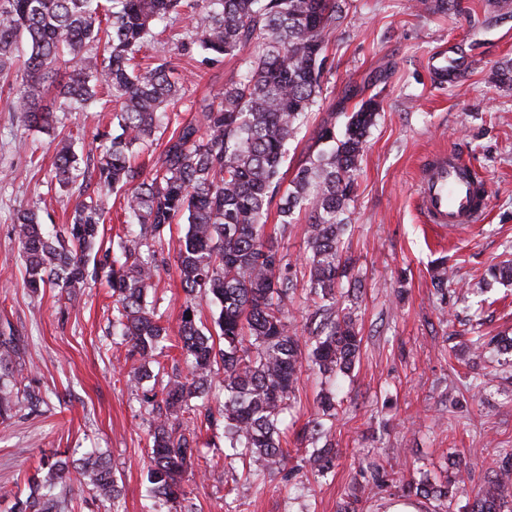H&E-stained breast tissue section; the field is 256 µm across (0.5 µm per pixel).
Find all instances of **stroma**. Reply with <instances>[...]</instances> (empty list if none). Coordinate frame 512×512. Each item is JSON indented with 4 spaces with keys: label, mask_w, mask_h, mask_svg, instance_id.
Listing matches in <instances>:
<instances>
[{
    "label": "stroma",
    "mask_w": 512,
    "mask_h": 512,
    "mask_svg": "<svg viewBox=\"0 0 512 512\" xmlns=\"http://www.w3.org/2000/svg\"><path fill=\"white\" fill-rule=\"evenodd\" d=\"M453 44L471 57L454 84H434L430 55ZM191 78L176 110L196 116L198 103L222 91L238 59L209 62L173 44L151 43ZM329 69L319 105L311 112L289 162L301 157L328 113L353 112L377 98L380 115L360 161L351 230L345 239L348 276L363 286L360 361L341 382V408L333 424V477L318 479L304 462L297 435L315 412L319 382L303 373L298 403L285 424L288 465L295 479L256 483L230 495L241 464L224 458V429L198 435L202 457L184 487L198 512H337L357 494L360 512H392L400 479L424 469L437 474L449 456L474 464L473 478L456 491L463 512L485 485L488 468L512 450V366L507 377L485 376L496 360L487 350L479 366L467 365L474 336H512V286L494 284L490 304L477 309L473 295L440 298L432 286V260L448 259L458 281L476 287L486 270L512 259V14L491 10L489 0H460L440 13L408 0H347L330 35ZM0 93V331L12 332L21 350L10 359L41 399L0 423V512L14 497H27L28 479L41 457L78 459L90 449L105 453L120 490L116 503L73 491L67 512H147L153 504L147 480L149 421L142 390L126 385L129 346L112 333V291L89 282L75 298L48 288L31 295L15 236V215L41 196L48 229L61 227L76 203L74 191L51 179L48 134L8 113ZM59 122L71 130L77 153H87L110 122L106 112H72ZM461 153L486 183L490 199L478 223L443 230L425 224L413 186L429 153ZM388 482L369 486L373 466Z\"/></svg>",
    "instance_id": "obj_1"
}]
</instances>
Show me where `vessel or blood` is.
Wrapping results in <instances>:
<instances>
[{
    "instance_id": "obj_1",
    "label": "vessel or blood",
    "mask_w": 512,
    "mask_h": 512,
    "mask_svg": "<svg viewBox=\"0 0 512 512\" xmlns=\"http://www.w3.org/2000/svg\"><path fill=\"white\" fill-rule=\"evenodd\" d=\"M469 64L466 56L448 50L430 56L428 67L436 80L460 78ZM469 165L455 151L428 156L414 185V194L425 223L454 227L475 223L487 208L488 191L474 183Z\"/></svg>"
}]
</instances>
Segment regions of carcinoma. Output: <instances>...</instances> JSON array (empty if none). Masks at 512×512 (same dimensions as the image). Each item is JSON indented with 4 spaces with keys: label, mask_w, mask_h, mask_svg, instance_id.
<instances>
[{
    "label": "carcinoma",
    "mask_w": 512,
    "mask_h": 512,
    "mask_svg": "<svg viewBox=\"0 0 512 512\" xmlns=\"http://www.w3.org/2000/svg\"><path fill=\"white\" fill-rule=\"evenodd\" d=\"M184 8L180 46H195L210 61L242 57L241 69L223 91L204 100L198 119L184 121L169 107L186 78L174 76L163 59L141 63L139 55L157 37V23ZM343 0H0V85L8 88V112L52 135V178L78 197L70 222L54 235L42 229L41 201L30 200L16 216V236L32 293L62 288L74 295L88 278L105 277L112 288V329L139 361L127 383L139 387L150 365L164 372L161 389L147 390L152 417L148 480L167 512H195L183 486L199 457L202 425L224 426V444L238 459L259 465L256 478L284 472L283 419L295 407L300 376L308 368L324 379L315 417L301 439L311 445L309 463L324 475L334 467L331 427L336 419L335 386L359 358L362 336L352 311L336 296L354 302L357 282L346 276L343 238L349 206L369 129L380 105L370 98L345 116L336 134V113L321 124L312 145L283 188L288 143L318 105L327 56L326 37L336 28ZM104 43L102 53L94 52ZM112 112L105 132L79 166L71 134L57 131V114L82 112L94 104ZM161 151L152 169L131 163L136 151ZM120 193L123 223L136 224L120 249L103 248L105 207L88 195ZM276 208L281 231L305 213L308 255L301 265H281L278 238L265 230ZM185 224L175 275L185 295L177 330L157 316L148 300L160 270L172 224ZM306 282L314 307L313 327L301 339L288 322V305ZM448 297L446 259L433 275ZM210 298L218 309L213 328L197 321L193 300ZM188 373L165 372L158 360L170 336ZM495 345L512 349V338L479 337L473 355ZM22 373L0 384V419L39 399L22 388ZM217 387L224 400L200 409L191 399ZM204 424H199V420ZM42 478H29V495L12 512H61L55 488H88L116 501L112 470L96 450L69 461L42 460ZM473 467L453 460L449 470L401 486L402 496L437 503L448 512L453 489L471 480ZM470 512H512V450L491 467L488 487L477 492Z\"/></svg>",
    "instance_id": "carcinoma-1"
}]
</instances>
